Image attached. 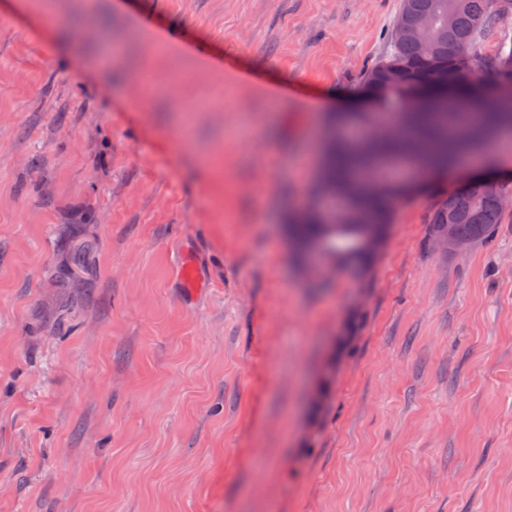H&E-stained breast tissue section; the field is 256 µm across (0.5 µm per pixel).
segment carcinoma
I'll list each match as a JSON object with an SVG mask.
<instances>
[{"mask_svg": "<svg viewBox=\"0 0 512 512\" xmlns=\"http://www.w3.org/2000/svg\"><path fill=\"white\" fill-rule=\"evenodd\" d=\"M504 10L512 16V0H402L386 55L363 74L374 91V109L336 114V137L325 144L322 170L305 208L308 217L288 220L297 253L319 241L325 260L367 266L373 254L365 248L366 237L371 234L383 243L392 200L414 191L400 184L403 169L418 175L425 162L447 163L453 140L476 147L490 141L497 128L512 132V106L484 102V75H512V45L490 56L480 52L486 37L498 31ZM424 14L443 18L425 42L412 32ZM458 46L474 55L477 73L468 88L458 91L456 111L437 112L419 99L425 73L436 66L453 68ZM386 68L400 70V79L380 88L378 77ZM327 189L336 191L337 218L315 221L311 215L325 205ZM504 195L512 196L506 183L494 193L478 182L468 183L437 204L429 220L432 235L451 231L453 241L469 249L489 243L501 220L499 199Z\"/></svg>", "mask_w": 512, "mask_h": 512, "instance_id": "1", "label": "carcinoma"}]
</instances>
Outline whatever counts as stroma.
<instances>
[{"instance_id":"obj_1","label":"stroma","mask_w":512,"mask_h":512,"mask_svg":"<svg viewBox=\"0 0 512 512\" xmlns=\"http://www.w3.org/2000/svg\"><path fill=\"white\" fill-rule=\"evenodd\" d=\"M400 7L0 0V512H512V208L286 231ZM478 179L485 186L498 191L488 192L481 183L469 182L465 187L443 198L434 209L429 224H432V236L448 237V220L452 224L453 241L463 243L468 250L478 244H487L492 240L497 224H500L503 208L499 199L502 195L512 196V187L501 183L493 175H483ZM502 206H511V197H502ZM457 246L451 252L464 253L467 248Z\"/></svg>"}]
</instances>
